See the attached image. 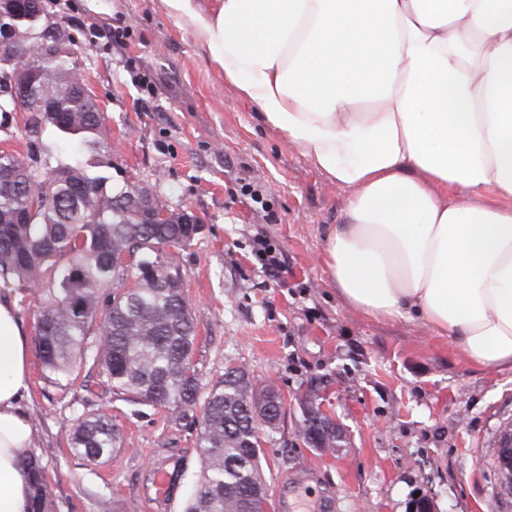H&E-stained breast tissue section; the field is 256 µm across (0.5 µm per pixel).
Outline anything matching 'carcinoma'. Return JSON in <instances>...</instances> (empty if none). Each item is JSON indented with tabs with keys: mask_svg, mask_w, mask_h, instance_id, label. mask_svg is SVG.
Returning a JSON list of instances; mask_svg holds the SVG:
<instances>
[{
	"mask_svg": "<svg viewBox=\"0 0 512 512\" xmlns=\"http://www.w3.org/2000/svg\"><path fill=\"white\" fill-rule=\"evenodd\" d=\"M15 24L41 34L49 18L40 0H17ZM53 57L0 49V94L17 66L34 71L36 84L65 85L55 103L61 115L35 113L36 128L49 129L77 145L64 157L47 148L27 155L0 153V172L17 188L0 192V283L41 286L54 273L36 323L41 367L60 384L78 361L99 368L112 392L137 405L161 406L182 420L202 404L197 448L201 475L187 512H264L266 491L259 471L260 432L276 428L282 401L272 387L241 369H228L204 400L192 364L197 320L182 289L175 254L202 225L189 213H172L153 224L140 201L122 189L114 194L100 169L112 167V144L103 116L76 91L82 67L72 33L61 34ZM67 262L59 264V260ZM135 286L125 287L128 280ZM112 292H106V289ZM105 316L95 324L100 306ZM302 428L307 443L322 451L341 447L343 431L331 420L309 423L319 414L304 400ZM71 451L90 464L109 459L121 447L117 426L104 414H80L69 432ZM25 466L33 479L31 512H54L37 458Z\"/></svg>",
	"mask_w": 512,
	"mask_h": 512,
	"instance_id": "1",
	"label": "carcinoma"
}]
</instances>
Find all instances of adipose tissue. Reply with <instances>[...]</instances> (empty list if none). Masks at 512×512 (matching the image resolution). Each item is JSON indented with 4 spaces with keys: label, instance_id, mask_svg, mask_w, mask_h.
<instances>
[{
    "label": "adipose tissue",
    "instance_id": "adipose-tissue-1",
    "mask_svg": "<svg viewBox=\"0 0 512 512\" xmlns=\"http://www.w3.org/2000/svg\"><path fill=\"white\" fill-rule=\"evenodd\" d=\"M161 6L265 125L348 189L323 251L345 301L512 368V0ZM29 376L0 298V512L31 510Z\"/></svg>",
    "mask_w": 512,
    "mask_h": 512
}]
</instances>
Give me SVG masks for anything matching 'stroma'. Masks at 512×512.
<instances>
[{
    "label": "stroma",
    "mask_w": 512,
    "mask_h": 512,
    "mask_svg": "<svg viewBox=\"0 0 512 512\" xmlns=\"http://www.w3.org/2000/svg\"><path fill=\"white\" fill-rule=\"evenodd\" d=\"M44 3L79 39L112 143V186L148 188L203 226L177 254L203 390L240 366L281 395L278 427L261 434L268 495L284 474L310 467L335 512H411L419 496L433 512H512L496 496L494 467L500 426L512 422V369L474 365L420 320H376L344 301L322 257L347 190L261 121L160 0ZM260 238L285 261L279 278L263 267ZM0 297L15 302L34 338L39 291L16 281ZM308 391L344 432L336 451L312 448L299 432L297 399ZM25 406L55 512H186L201 468L199 416L177 421L166 408L121 400L82 362L55 384L36 358ZM82 413L107 414L121 432L105 463L70 449ZM159 470L173 481L163 501L153 495Z\"/></svg>",
    "instance_id": "35a3bbf8"
}]
</instances>
